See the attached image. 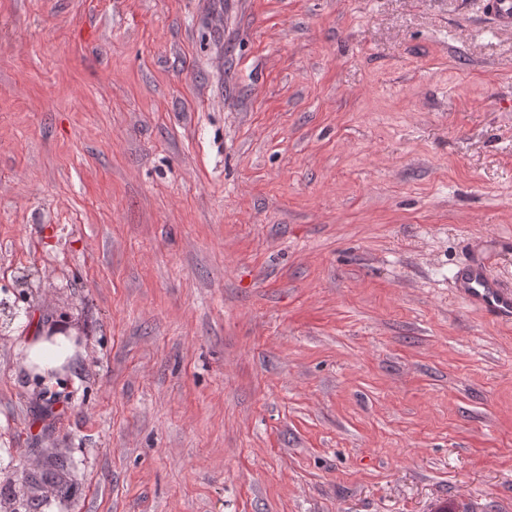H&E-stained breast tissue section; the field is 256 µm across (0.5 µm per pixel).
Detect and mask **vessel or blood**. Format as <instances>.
I'll return each instance as SVG.
<instances>
[{
  "label": "vessel or blood",
  "instance_id": "b4317fda",
  "mask_svg": "<svg viewBox=\"0 0 512 512\" xmlns=\"http://www.w3.org/2000/svg\"><path fill=\"white\" fill-rule=\"evenodd\" d=\"M456 291L468 305L501 322H512V286L490 277L484 265L463 267L456 278Z\"/></svg>",
  "mask_w": 512,
  "mask_h": 512
}]
</instances>
